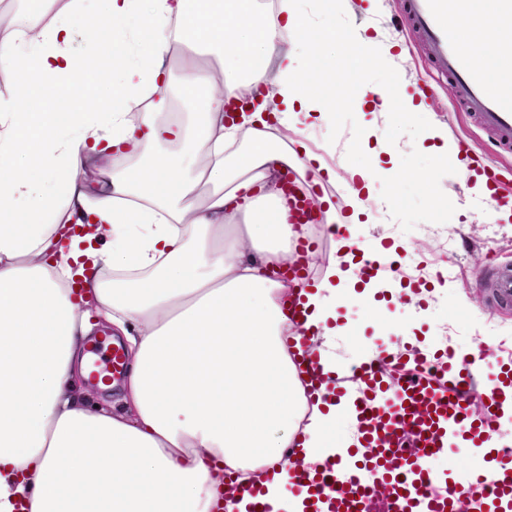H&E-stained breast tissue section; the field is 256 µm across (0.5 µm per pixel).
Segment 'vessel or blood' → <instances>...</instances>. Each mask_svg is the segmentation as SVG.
<instances>
[{"instance_id":"vessel-or-blood-1","label":"vessel or blood","mask_w":512,"mask_h":512,"mask_svg":"<svg viewBox=\"0 0 512 512\" xmlns=\"http://www.w3.org/2000/svg\"><path fill=\"white\" fill-rule=\"evenodd\" d=\"M470 13V0H406L402 27L417 35L428 48L438 74L457 88V104L461 111L496 135L497 144L512 150V74L494 79L480 65L474 51L465 49L456 27ZM489 33L512 31V0H494ZM482 173L492 184L488 199L490 209H497L512 197L498 178L494 168L482 166ZM313 180L310 171L298 166L288 167L283 177L288 221L298 227L318 223L319 213L312 207ZM317 242L309 237L298 238L297 258L290 274L306 280L311 276L308 256L315 252ZM104 363L94 364L97 378H115L123 374L124 354L121 348L101 345ZM484 348H476L468 356L445 361L431 359L420 353L400 358L406 373L396 379L392 394L381 393L383 379L379 373L388 365L386 350H372L369 356L352 369L353 377L363 384V434L377 457L370 470L376 481L389 488V512H455L458 499L472 487L470 479L451 478L430 469L424 460L458 439H466L474 447L488 442L493 433L490 420L475 421L469 402L479 398L484 408L498 406L503 388L512 387V373L500 371L493 379L477 383L475 371L486 358ZM416 429V450L407 457L397 456L395 448L402 439V425ZM332 472L322 473L310 483L293 478L295 491L311 486L312 497L327 506L326 512H361L358 496L361 479L351 476L347 488H335ZM484 498L491 512L512 503V467H502L484 487Z\"/></svg>"}]
</instances>
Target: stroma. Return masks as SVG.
<instances>
[{
    "label": "stroma",
    "instance_id": "1",
    "mask_svg": "<svg viewBox=\"0 0 512 512\" xmlns=\"http://www.w3.org/2000/svg\"><path fill=\"white\" fill-rule=\"evenodd\" d=\"M299 5L310 31L333 23L367 28L392 45V52L378 58L369 70L371 84L388 87L396 81L415 82L420 76L434 79L419 40L412 33L399 32L395 23L402 0H342L332 16L320 9L317 0H300ZM434 89L430 104L413 119L352 107L337 112L333 124L315 123L299 136L331 168L343 162L374 168L373 220L358 227L367 248L391 245V262L405 265L437 257L441 237L456 244L451 278L416 302L414 311L391 322L372 317L369 299L350 309L337 307L336 323L343 333L336 338V361L350 365L358 359L360 347L389 342L429 353L451 348L459 355L482 342L492 351L477 370L483 380L495 372L497 359L512 356V307H495L490 270L494 264L512 266V219L495 217L485 197L461 178L455 163H437L422 129L432 120L441 123L450 141L473 146L482 163L496 167L507 180H512V155L499 156L493 133L455 111L456 89L451 82L436 81ZM405 168L428 172L429 177L404 179Z\"/></svg>",
    "mask_w": 512,
    "mask_h": 512
}]
</instances>
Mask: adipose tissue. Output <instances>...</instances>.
<instances>
[{"mask_svg": "<svg viewBox=\"0 0 512 512\" xmlns=\"http://www.w3.org/2000/svg\"><path fill=\"white\" fill-rule=\"evenodd\" d=\"M493 0H474L467 41L491 73L512 60V35L485 36ZM100 53L75 61L71 28L0 34V512H307L291 479L363 463L356 439L329 441L337 418L357 425L360 392L336 397L329 341L340 284L362 285L350 254L316 288L271 276L295 231L275 180L298 156L270 131L299 132L339 109L321 91L340 77L359 105L391 111L387 88L364 74L381 42L341 25L305 34L291 0L257 20V0H65ZM308 51L288 48L289 34ZM221 61L224 82L189 56ZM177 59L188 120L163 119L154 100ZM246 88L256 106L224 122V100ZM148 99L139 120L130 103ZM177 144L174 154L161 143ZM138 166L115 172L113 152ZM97 223L105 249L79 251L68 227ZM112 268L106 284L96 266ZM95 300L128 335L120 405L94 402L79 381L95 329L77 296ZM304 301L305 335L321 379L308 418L288 354L289 298ZM237 483L233 499L226 480Z\"/></svg>", "mask_w": 512, "mask_h": 512, "instance_id": "adipose-tissue-1", "label": "adipose tissue"}]
</instances>
